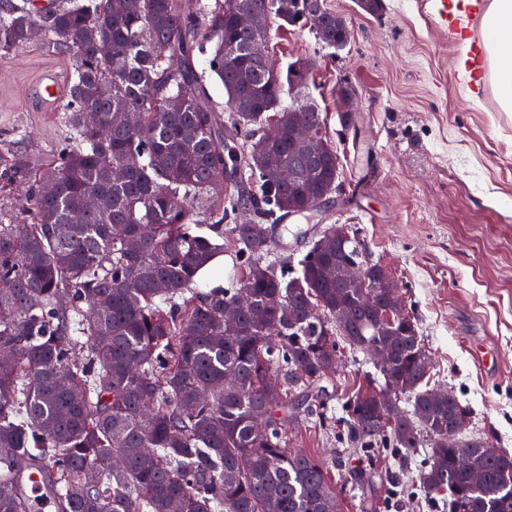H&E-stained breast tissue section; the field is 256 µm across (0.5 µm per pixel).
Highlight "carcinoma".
Wrapping results in <instances>:
<instances>
[{"mask_svg":"<svg viewBox=\"0 0 512 512\" xmlns=\"http://www.w3.org/2000/svg\"><path fill=\"white\" fill-rule=\"evenodd\" d=\"M234 8L262 13L266 27L240 30ZM312 13L322 45L350 43L327 0H215L196 10L185 0H0L1 60L37 41L72 69L71 135L48 156H0V178L23 189L0 213V311L12 314L0 320V512H30L33 474L56 512H344L324 465L288 448L299 406L324 416L321 382L342 344L388 346L379 371L408 405L385 423L373 402L382 387L363 381L343 402L346 441L426 449L417 486L445 498L448 512H512V455L488 450L487 437L448 444L469 411L452 393L430 397L416 319L380 323L345 283L321 276L323 265L371 264L365 241L322 253L328 226L295 263L275 236L288 208L316 202L339 175L321 112L304 113L327 143L319 154L278 122L297 107L284 88L306 85L311 63L274 70L260 52L272 27H306ZM209 44L200 72L195 53ZM208 74L224 86L222 106L207 94ZM227 125L240 169L230 185ZM261 139L293 180L251 164ZM117 168L122 182L112 180ZM89 193L104 206L69 223ZM174 197L184 205L172 207ZM245 208L249 223L239 220ZM226 237L231 286L203 292L197 278ZM243 292L250 306L230 326L224 307ZM459 450L482 459L479 481L455 466Z\"/></svg>","mask_w":512,"mask_h":512,"instance_id":"1","label":"carcinoma"}]
</instances>
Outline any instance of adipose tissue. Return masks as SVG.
Segmentation results:
<instances>
[{
  "label": "adipose tissue",
  "instance_id": "adipose-tissue-1",
  "mask_svg": "<svg viewBox=\"0 0 512 512\" xmlns=\"http://www.w3.org/2000/svg\"><path fill=\"white\" fill-rule=\"evenodd\" d=\"M489 79L500 108L512 112V0H490L482 16Z\"/></svg>",
  "mask_w": 512,
  "mask_h": 512
}]
</instances>
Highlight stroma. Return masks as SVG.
Returning <instances> with one entry per match:
<instances>
[{
	"label": "stroma",
	"instance_id": "stroma-1",
	"mask_svg": "<svg viewBox=\"0 0 512 512\" xmlns=\"http://www.w3.org/2000/svg\"><path fill=\"white\" fill-rule=\"evenodd\" d=\"M328 5L351 28L345 49L320 46L307 27L270 32L280 66L312 64L304 100L328 118L346 187L345 196L288 220V252L301 258L331 224L357 230L416 317L431 385L468 405L465 436L492 437L512 452V112L500 109L492 85L460 83L462 43L437 32L419 0H384L378 15L360 13L355 0ZM70 73L36 42L0 59V154L41 155L68 137L59 103L42 101L37 88ZM343 81L358 94L348 134L336 115ZM480 355L490 371L476 365ZM339 357L325 382L335 412L375 372L365 353L344 347ZM288 440L329 470L345 512H442L416 485L417 460L355 448L306 408L296 410Z\"/></svg>",
	"mask_w": 512,
	"mask_h": 512
}]
</instances>
